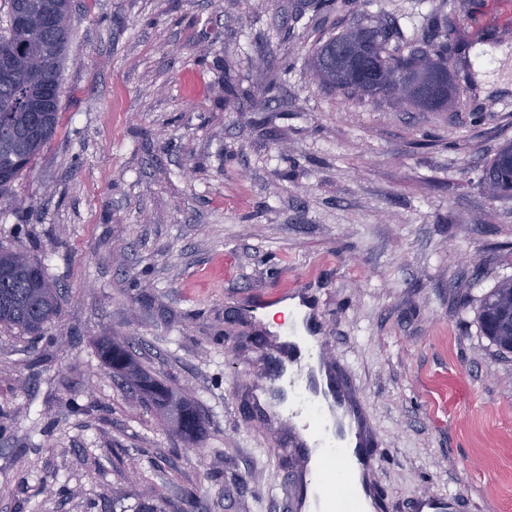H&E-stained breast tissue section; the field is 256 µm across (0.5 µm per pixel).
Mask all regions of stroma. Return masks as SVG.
Returning a JSON list of instances; mask_svg holds the SVG:
<instances>
[{"label":"stroma","instance_id":"35a3bbf8","mask_svg":"<svg viewBox=\"0 0 512 512\" xmlns=\"http://www.w3.org/2000/svg\"><path fill=\"white\" fill-rule=\"evenodd\" d=\"M72 0L60 125L0 191V248L60 289L41 334L0 325V512H287L302 469L255 384L250 317L300 286L372 430L382 512L449 496L512 512V353L480 300L512 277V199L480 177L512 140L498 0ZM409 45L461 31L465 102L429 112L322 87L314 50L364 15ZM194 401L188 451L99 346Z\"/></svg>","mask_w":512,"mask_h":512}]
</instances>
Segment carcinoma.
Instances as JSON below:
<instances>
[{
    "instance_id": "obj_1",
    "label": "carcinoma",
    "mask_w": 512,
    "mask_h": 512,
    "mask_svg": "<svg viewBox=\"0 0 512 512\" xmlns=\"http://www.w3.org/2000/svg\"><path fill=\"white\" fill-rule=\"evenodd\" d=\"M70 34V0H54L53 25L47 29L37 22L26 30L8 29L0 35V57L26 58L44 53L45 79L62 85V68ZM396 34L390 23L365 17L348 31L328 39L313 60L318 82L358 98L388 99L431 112L447 108V101L427 102L416 92L400 91L398 84L419 85L431 76L449 83L452 80L444 58L445 50L433 45L413 47L403 53L389 48ZM41 85L28 81L19 68L13 83H0V189L10 186L43 151L55 134L60 113L25 112L20 101L35 96ZM483 182L497 197H512V142L500 146L486 165ZM512 305V279L501 281L481 299L479 324L482 335L498 351L512 353L506 341L508 331L490 327L500 309ZM58 311L57 289L47 278L41 264L21 251H0V324L35 334L44 329ZM101 355L112 371L153 404L171 412L178 433L188 442H196L204 425L194 404L176 395L164 382L143 371L122 346L104 342Z\"/></svg>"
}]
</instances>
